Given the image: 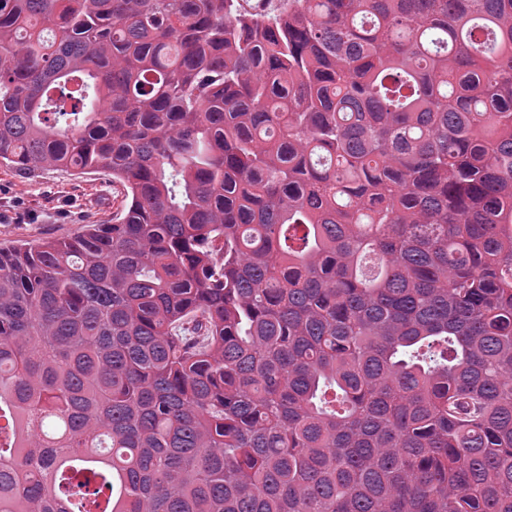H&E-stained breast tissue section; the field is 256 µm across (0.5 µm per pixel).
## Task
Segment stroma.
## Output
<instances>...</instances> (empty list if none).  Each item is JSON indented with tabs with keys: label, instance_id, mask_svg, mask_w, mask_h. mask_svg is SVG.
Here are the masks:
<instances>
[{
	"label": "stroma",
	"instance_id": "obj_1",
	"mask_svg": "<svg viewBox=\"0 0 512 512\" xmlns=\"http://www.w3.org/2000/svg\"><path fill=\"white\" fill-rule=\"evenodd\" d=\"M122 188L111 174L76 175L62 169L30 175L0 166V248L26 240L78 234L86 224L112 221ZM24 223H15L16 215Z\"/></svg>",
	"mask_w": 512,
	"mask_h": 512
}]
</instances>
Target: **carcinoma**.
I'll list each match as a JSON object with an SVG mask.
<instances>
[{
	"label": "carcinoma",
	"mask_w": 512,
	"mask_h": 512,
	"mask_svg": "<svg viewBox=\"0 0 512 512\" xmlns=\"http://www.w3.org/2000/svg\"><path fill=\"white\" fill-rule=\"evenodd\" d=\"M0 0V512H512V0ZM121 192L106 172L74 175L50 169L30 175L0 166V213L8 217L1 224L0 214V248L75 236L84 224H110ZM16 214L25 217L23 223H10Z\"/></svg>",
	"instance_id": "obj_1"
}]
</instances>
